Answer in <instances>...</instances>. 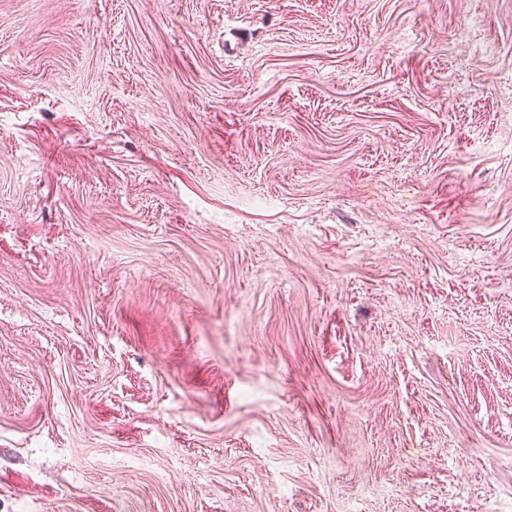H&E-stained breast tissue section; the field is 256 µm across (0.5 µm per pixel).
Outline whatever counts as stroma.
<instances>
[{"instance_id":"stroma-1","label":"stroma","mask_w":512,"mask_h":512,"mask_svg":"<svg viewBox=\"0 0 512 512\" xmlns=\"http://www.w3.org/2000/svg\"><path fill=\"white\" fill-rule=\"evenodd\" d=\"M0 512H512V0H0Z\"/></svg>"}]
</instances>
